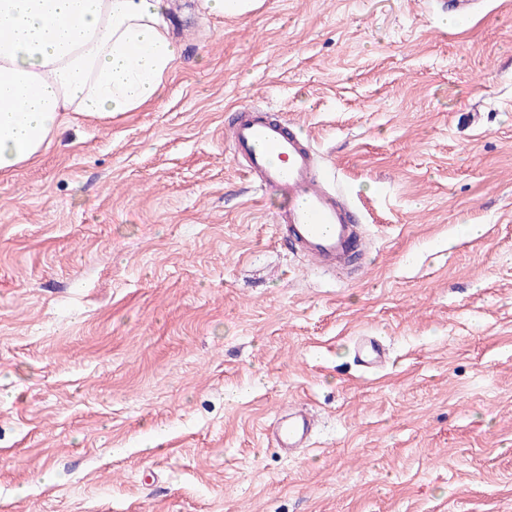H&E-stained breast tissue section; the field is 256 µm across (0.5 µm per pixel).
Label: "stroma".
Here are the masks:
<instances>
[{"label":"stroma","mask_w":512,"mask_h":512,"mask_svg":"<svg viewBox=\"0 0 512 512\" xmlns=\"http://www.w3.org/2000/svg\"><path fill=\"white\" fill-rule=\"evenodd\" d=\"M168 23L156 102L0 175V512H512V0ZM252 101L323 156L365 269L288 251L224 139ZM355 347L365 371L378 373L387 366L386 349L375 336H359L355 339ZM313 421L302 407L279 417L273 425V439L278 448H307L313 438Z\"/></svg>","instance_id":"1"}]
</instances>
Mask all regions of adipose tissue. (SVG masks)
<instances>
[{"label": "adipose tissue", "instance_id": "ef3b65f1", "mask_svg": "<svg viewBox=\"0 0 512 512\" xmlns=\"http://www.w3.org/2000/svg\"><path fill=\"white\" fill-rule=\"evenodd\" d=\"M167 0H0V173L39 158L70 116L161 94L180 58Z\"/></svg>", "mask_w": 512, "mask_h": 512}]
</instances>
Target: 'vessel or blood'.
Masks as SVG:
<instances>
[{
    "label": "vessel or blood",
    "mask_w": 512,
    "mask_h": 512,
    "mask_svg": "<svg viewBox=\"0 0 512 512\" xmlns=\"http://www.w3.org/2000/svg\"><path fill=\"white\" fill-rule=\"evenodd\" d=\"M233 158L260 191L274 190L286 199L277 216L293 254L319 272L336 273L361 253L366 240L351 202L321 174L318 154L307 138L273 117L269 108L249 103L228 127ZM363 369L377 373L387 365L384 345L373 336L356 338ZM313 421L303 408L291 410L273 425L278 448H305L313 438Z\"/></svg>",
    "instance_id": "vessel-or-blood-1"
}]
</instances>
